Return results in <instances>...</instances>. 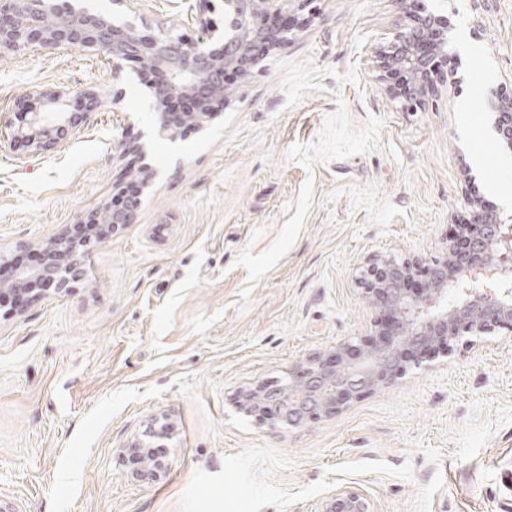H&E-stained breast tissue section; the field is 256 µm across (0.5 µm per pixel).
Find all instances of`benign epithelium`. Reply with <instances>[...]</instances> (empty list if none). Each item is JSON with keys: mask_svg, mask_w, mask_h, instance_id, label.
<instances>
[{"mask_svg": "<svg viewBox=\"0 0 512 512\" xmlns=\"http://www.w3.org/2000/svg\"><path fill=\"white\" fill-rule=\"evenodd\" d=\"M284 0H223L224 33L221 47H211L216 29L208 21L200 36L188 41L165 30L144 36L128 23L118 24L77 0H0V55L24 54L35 46L50 50L71 48L103 53L112 75L136 62L138 79L152 98L158 116L157 134L175 140L185 125L206 128L226 106L225 72L236 69L246 77L269 52L288 41V26L278 25ZM448 18L434 13L414 15V25L396 35L380 55L384 73L403 67L413 87H387L391 98L414 110L440 85L457 87V71L448 67ZM75 95L81 109H66ZM29 97L42 103L39 111L21 112L0 131V152L22 142L37 153L55 149L78 134L86 116L117 95L102 87L70 91L33 88ZM511 97H502L492 111V130L499 147L512 151ZM141 190L136 199L114 210L108 202L92 209L86 223L113 230L132 223L152 189L156 170L139 168ZM466 230L450 239L444 257L426 262L374 256L361 277L366 298L379 310V337L359 347L343 343L325 357L297 364L282 382L260 383L244 390L237 407L262 422L306 425L334 415L366 392L390 383L406 365L469 333L480 336L496 329L512 330V214L484 210L469 201ZM65 238L43 250L42 265L32 270L8 268L0 274V292L13 290L35 301L50 290L63 292L81 278V267L68 261ZM418 288H407L411 279ZM120 453L128 457L141 479H154L169 467L162 450L147 449L134 440ZM317 512H376L364 493L338 489Z\"/></svg>", "mask_w": 512, "mask_h": 512, "instance_id": "benign-epithelium-1", "label": "benign epithelium"}]
</instances>
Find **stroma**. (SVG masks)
Returning a JSON list of instances; mask_svg holds the SVG:
<instances>
[{
  "mask_svg": "<svg viewBox=\"0 0 512 512\" xmlns=\"http://www.w3.org/2000/svg\"><path fill=\"white\" fill-rule=\"evenodd\" d=\"M84 3L145 36L222 21L208 0ZM427 6L450 21L460 83L417 111L377 69L412 23L401 0H286L287 42L230 84L208 129L173 142L133 69L113 78L104 54L0 56V119L35 87L119 97L55 150L0 153V254L27 265L132 169L158 172L73 288L0 305V512H317L339 489L377 512H512L510 331L463 335L305 426L235 407L300 361L373 339L368 259L442 257L468 199L512 211V164L485 138L489 99L512 89V0ZM122 134L146 154L118 155ZM160 422L171 466L139 479L119 450Z\"/></svg>",
  "mask_w": 512,
  "mask_h": 512,
  "instance_id": "1",
  "label": "stroma"
}]
</instances>
